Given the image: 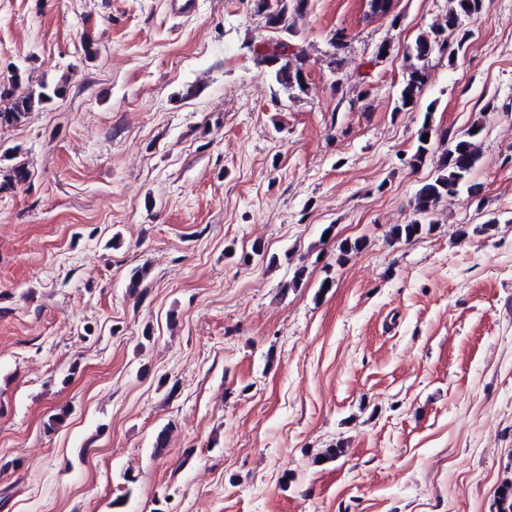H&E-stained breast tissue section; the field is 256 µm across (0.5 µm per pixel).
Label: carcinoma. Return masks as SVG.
I'll return each mask as SVG.
<instances>
[{"mask_svg": "<svg viewBox=\"0 0 512 512\" xmlns=\"http://www.w3.org/2000/svg\"><path fill=\"white\" fill-rule=\"evenodd\" d=\"M454 7L448 11L445 24L419 35L410 50L409 57L415 62L409 65L398 93L396 109L401 110L417 102L424 83L423 67L419 62L428 58L437 50L445 48L448 35H456L458 42H464L469 31L462 28V19L474 18L482 9V0H452ZM252 60L257 66L269 68L275 81L288 89H304L303 71L305 58L302 52L296 51L293 44L287 41L275 42L272 49L260 51L251 49ZM66 85L57 83L49 85L42 83L39 89H25L13 84H0V102L7 101V106L0 107V125L18 123L35 107L50 103L65 92ZM483 126L477 124L475 129L468 130L462 137L453 141L442 154L438 175L430 182L423 184L414 199V209L419 214H425L435 207L443 198H451L465 190L471 196L480 192L478 184L469 181V175L479 162V154L474 141L480 136ZM426 134H431L429 120H424L417 137V144L410 156L409 164L416 167L425 162L430 151L431 141L422 140ZM30 177L27 167L21 163L14 165L8 179L0 181V189L16 188L25 184ZM424 225L414 220L408 224H396L389 231L390 239L399 241L410 239L422 233ZM495 512H512V479L501 483L495 497Z\"/></svg>", "mask_w": 512, "mask_h": 512, "instance_id": "obj_1", "label": "carcinoma"}]
</instances>
